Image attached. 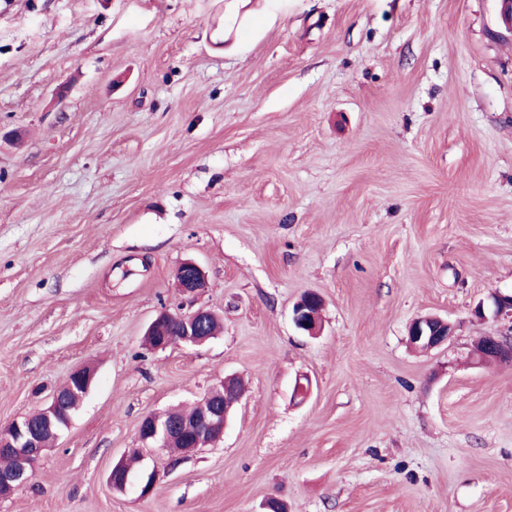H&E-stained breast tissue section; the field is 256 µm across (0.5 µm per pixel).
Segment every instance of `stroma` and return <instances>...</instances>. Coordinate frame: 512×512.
Wrapping results in <instances>:
<instances>
[{"mask_svg": "<svg viewBox=\"0 0 512 512\" xmlns=\"http://www.w3.org/2000/svg\"><path fill=\"white\" fill-rule=\"evenodd\" d=\"M511 292L498 0H0V425L96 369L0 512H512V363L473 354ZM200 307L208 343L145 348ZM231 374L223 440H141ZM135 451L146 497L108 482ZM176 279L177 288L186 297L193 298L207 288L203 270L193 261H186L179 267ZM322 305V298L319 294L315 292L303 294L292 308L294 326L310 335H317L321 329ZM453 327L444 319L436 316H424L416 319L409 327V341L422 350L438 348L448 341Z\"/></svg>", "mask_w": 512, "mask_h": 512, "instance_id": "obj_1", "label": "stroma"}]
</instances>
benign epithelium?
Masks as SVG:
<instances>
[{
  "instance_id": "1",
  "label": "benign epithelium",
  "mask_w": 512,
  "mask_h": 512,
  "mask_svg": "<svg viewBox=\"0 0 512 512\" xmlns=\"http://www.w3.org/2000/svg\"><path fill=\"white\" fill-rule=\"evenodd\" d=\"M176 286L182 295L193 298L205 291L207 281L197 263L186 261L177 271ZM321 309L322 298L319 294H303L292 308L294 326L310 335L318 334L321 329ZM214 317L216 314L213 311L204 308L186 314L163 311L151 321L145 336L154 350H163L181 343L199 346L213 338L208 333L207 324ZM452 332L453 327L448 321L436 316H424L410 325L408 336L410 343L424 350H432L446 343ZM475 355L483 364L511 362L512 341L496 336H482L476 343ZM71 376L76 379V383L70 382L52 394L39 411V425L31 424L30 417L23 416L0 427V455L30 463L28 467L0 472L1 498L11 496L29 482L34 464L47 450L44 437L48 434L57 437L61 435L55 427L62 405L66 402H82L94 378V371L89 366H83L74 370ZM240 400L237 379L227 377L195 404L192 414L181 417L167 412L148 414L141 419L138 432L144 442L160 448H168L187 436L195 439L198 448L212 445L223 439L224 431ZM108 481L116 490L126 489L128 479L122 463L112 467Z\"/></svg>"
}]
</instances>
